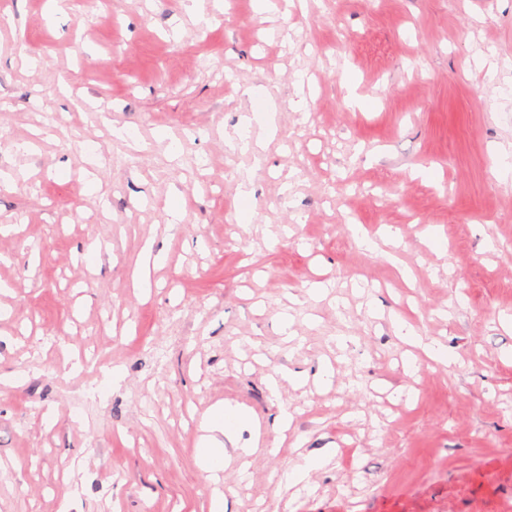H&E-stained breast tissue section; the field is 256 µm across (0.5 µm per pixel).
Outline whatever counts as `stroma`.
<instances>
[{
    "label": "stroma",
    "mask_w": 512,
    "mask_h": 512,
    "mask_svg": "<svg viewBox=\"0 0 512 512\" xmlns=\"http://www.w3.org/2000/svg\"><path fill=\"white\" fill-rule=\"evenodd\" d=\"M502 150L512 0H0V512H512ZM200 468L204 472V479L207 484L217 476V472L223 468L224 460L227 457L224 442L215 436H207L198 448Z\"/></svg>",
    "instance_id": "obj_1"
}]
</instances>
